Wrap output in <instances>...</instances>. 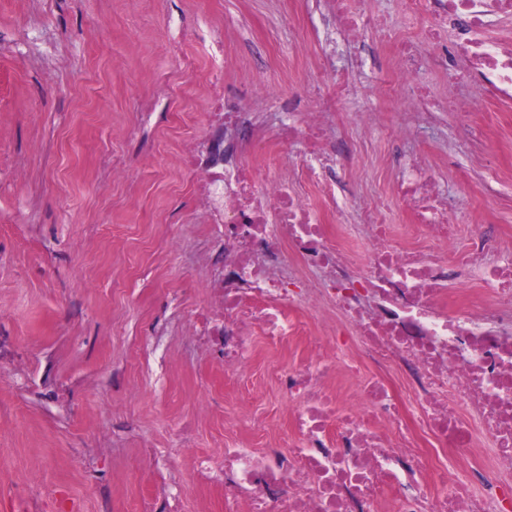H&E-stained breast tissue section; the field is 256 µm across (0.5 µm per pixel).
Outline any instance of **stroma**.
I'll return each instance as SVG.
<instances>
[{
    "mask_svg": "<svg viewBox=\"0 0 512 512\" xmlns=\"http://www.w3.org/2000/svg\"><path fill=\"white\" fill-rule=\"evenodd\" d=\"M352 5L414 40L419 82L466 108L402 141L394 131L410 117L395 93L361 132L353 113L392 65L380 32L337 44L332 63L357 89L335 117L351 147L349 216L379 199L405 224L391 192L404 151L435 165L458 251L475 224L512 242V101H489L476 80L451 84L402 0ZM199 24L236 68L217 73L187 40L196 68L183 72L169 39ZM331 29L317 0H0V512H162L171 495L181 512H224L223 488L196 479L191 452H261L289 429L296 402L278 377L309 355L303 337L254 336L242 379L225 375L219 343L195 337L208 300L196 253L211 227L174 142L195 133L215 77L229 91L258 77L281 98L311 89ZM116 162L126 179L113 180ZM244 394L265 429L232 427Z\"/></svg>",
    "mask_w": 512,
    "mask_h": 512,
    "instance_id": "1",
    "label": "stroma"
}]
</instances>
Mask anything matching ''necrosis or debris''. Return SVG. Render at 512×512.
I'll use <instances>...</instances> for the list:
<instances>
[{"label":"necrosis or debris","mask_w":512,"mask_h":512,"mask_svg":"<svg viewBox=\"0 0 512 512\" xmlns=\"http://www.w3.org/2000/svg\"><path fill=\"white\" fill-rule=\"evenodd\" d=\"M351 0H326L335 34L359 40L384 19L354 10ZM406 18L420 23L427 43L469 54L474 76L490 100H512V44L486 40L488 19L512 14V0H402ZM415 118L438 108L415 74L407 40L387 37ZM210 86L197 135L179 151L196 187V206L213 226L199 259L213 295L197 310L196 333L219 337L224 370L246 375L252 336L273 343L299 333L294 313L332 303L348 324L311 337L314 356L280 377L297 406L292 434L264 453L222 448L195 457L204 480L223 485L224 512H512V332L501 325L512 308V260L496 230L474 225L472 248L449 259L457 233L434 170L404 156L392 185L409 215L395 236L380 209L365 210L366 239L354 236L333 164L339 153L334 117L349 95L338 78L323 80L306 107L278 99L268 111ZM305 150L297 166L333 200L331 218L296 195L282 156ZM260 168L244 159L252 147ZM488 253L492 264L482 263ZM319 279L287 274L291 262ZM479 266L484 300L450 292L460 268ZM356 382L347 392L330 386L338 370ZM412 391L401 399L392 379ZM474 410L491 445L487 464L468 465L475 430L458 414Z\"/></svg>","instance_id":"1"}]
</instances>
